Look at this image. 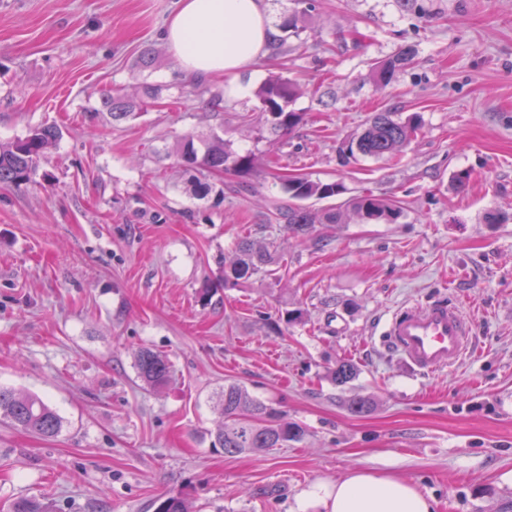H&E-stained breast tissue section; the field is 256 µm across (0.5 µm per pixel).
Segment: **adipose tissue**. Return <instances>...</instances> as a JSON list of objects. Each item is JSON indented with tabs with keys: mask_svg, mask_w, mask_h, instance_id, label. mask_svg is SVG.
<instances>
[{
	"mask_svg": "<svg viewBox=\"0 0 512 512\" xmlns=\"http://www.w3.org/2000/svg\"><path fill=\"white\" fill-rule=\"evenodd\" d=\"M273 31L268 0H179L165 39L178 68L225 80V93L243 95L237 75L264 57ZM302 512H434L433 500L392 475L347 471L300 495Z\"/></svg>",
	"mask_w": 512,
	"mask_h": 512,
	"instance_id": "obj_1",
	"label": "adipose tissue"
}]
</instances>
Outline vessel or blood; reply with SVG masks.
<instances>
[{
	"instance_id": "b4317fda",
	"label": "vessel or blood",
	"mask_w": 512,
	"mask_h": 512,
	"mask_svg": "<svg viewBox=\"0 0 512 512\" xmlns=\"http://www.w3.org/2000/svg\"><path fill=\"white\" fill-rule=\"evenodd\" d=\"M385 341L409 370L453 366L472 346V328L455 300L445 297L402 307L386 324Z\"/></svg>"
}]
</instances>
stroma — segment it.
Returning <instances> with one entry per match:
<instances>
[{"label": "stroma", "mask_w": 512, "mask_h": 512, "mask_svg": "<svg viewBox=\"0 0 512 512\" xmlns=\"http://www.w3.org/2000/svg\"><path fill=\"white\" fill-rule=\"evenodd\" d=\"M176 4L0 0V143L44 123L62 130L36 184L0 186V386L63 419L46 439L0 418V512L21 500L154 512L170 495L192 512H299L309 484L353 468L415 485L434 512H512V0H315L287 54L243 71L236 98L218 77L194 93L176 69L163 38ZM407 46L413 62L378 83L374 68ZM275 74L304 88L289 105L302 122L282 139L257 96ZM115 90L146 99L145 112L113 121L101 101ZM376 112L419 115L422 128L400 157L342 164L340 148ZM213 132L256 155L255 194H236L227 173L223 201L191 195L176 146ZM285 174L393 197L405 213L289 238L266 221ZM244 236L276 244L278 278L202 299ZM444 295L471 317L475 351L412 373L385 324ZM296 308L304 322L286 325ZM143 347L173 366L162 389L137 377ZM342 359L358 375L339 386L328 369ZM229 383L306 438L214 447ZM356 397L368 413L349 410Z\"/></svg>", "instance_id": "stroma-1"}]
</instances>
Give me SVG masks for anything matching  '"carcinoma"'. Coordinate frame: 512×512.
Listing matches in <instances>:
<instances>
[{
    "label": "carcinoma",
    "mask_w": 512,
    "mask_h": 512,
    "mask_svg": "<svg viewBox=\"0 0 512 512\" xmlns=\"http://www.w3.org/2000/svg\"><path fill=\"white\" fill-rule=\"evenodd\" d=\"M414 56L410 47L403 48L396 56L375 68L376 79L389 84L396 71L409 63ZM301 93L300 86L282 76L268 78L261 86L258 97L267 114L266 123L270 133L284 137L292 134L301 124L302 115L288 109V104ZM103 107L114 121L128 119L146 107L143 101L118 91L103 100ZM419 127L418 116L406 120L394 118L392 112H375L364 129L352 136L341 159L356 156L393 158L401 152ZM60 137L54 125H40L9 144H0V185H28L35 182L39 163L48 149ZM182 165L190 170L206 171L219 175L224 172L248 173L257 165L254 154L237 153L228 148L218 135L196 139L186 137L178 145ZM288 200L274 205L275 219L283 221V230L292 236L306 235L314 224H340L345 213L351 212L366 223L394 221L402 216V201L395 198L373 195L351 196L343 202L322 209H312L304 202L310 199L341 197L347 188L341 181H314L303 175L290 176L282 184ZM269 249L257 246L250 238H241L234 257L224 265V283H244L262 273L272 276L276 270ZM137 377L151 389L166 385L172 377L169 360L156 351L144 347L135 358ZM356 365L349 360H340L329 369L331 380L345 385L355 379ZM220 411L224 422L219 427L215 443L230 454L242 453L256 448H283L290 442L301 441L307 433L306 427L288 420L287 416L271 404L252 398L246 390L230 383L224 386L220 399ZM0 417L10 420L15 426L50 438L62 427L61 417L42 399L32 394L0 388ZM155 512H189L186 502L178 496L158 500Z\"/></svg>",
    "instance_id": "carcinoma-1"
}]
</instances>
